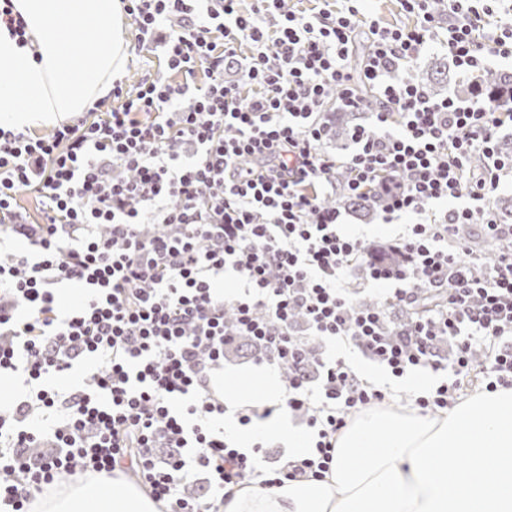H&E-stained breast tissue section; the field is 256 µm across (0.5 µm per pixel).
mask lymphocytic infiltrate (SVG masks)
<instances>
[{"mask_svg": "<svg viewBox=\"0 0 512 512\" xmlns=\"http://www.w3.org/2000/svg\"><path fill=\"white\" fill-rule=\"evenodd\" d=\"M238 2L127 0L135 49L164 42L181 82L115 83L120 106L98 101L45 134L0 128V223L28 246L0 253V376L26 387L0 409V512H28L78 474H132L169 512H222L225 490L247 480L324 477L350 416L387 399L331 343L397 377L448 372L415 397L423 415L475 381L512 388V224L493 203L512 169L497 150L512 97L435 100L408 75L435 44L470 72L512 58L506 0H401L415 18L403 28L365 17L358 0L309 14L288 0L247 13ZM335 109L370 112L342 159L325 149ZM373 189L385 222L414 218L387 249L346 231L331 203ZM24 193L39 220L19 206ZM473 227L510 247L473 249ZM356 268L381 289L375 303L342 288ZM228 277L237 294H225ZM65 285L84 286L85 302L63 308ZM425 293L434 308H422ZM241 336L284 375L276 407L224 402L216 372ZM91 359L83 387H55ZM276 410L304 414L311 440L269 467L261 445L238 448L224 415L245 426ZM199 469L208 491L194 496Z\"/></svg>", "mask_w": 512, "mask_h": 512, "instance_id": "obj_1", "label": "lymphocytic infiltrate"}]
</instances>
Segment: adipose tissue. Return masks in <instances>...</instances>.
Masks as SVG:
<instances>
[{
    "label": "adipose tissue",
    "mask_w": 512,
    "mask_h": 512,
    "mask_svg": "<svg viewBox=\"0 0 512 512\" xmlns=\"http://www.w3.org/2000/svg\"><path fill=\"white\" fill-rule=\"evenodd\" d=\"M27 42L0 28V123L51 126L107 97L129 58L122 0H13ZM89 28L103 38L73 48ZM241 445L284 439L294 454L305 433L274 416L240 430ZM463 465L449 468V452ZM121 472L88 475L49 488L31 512H164ZM224 512H512V389L473 394L446 413L405 406L356 414L336 436L329 473L266 490L247 481L224 493Z\"/></svg>",
    "instance_id": "adipose-tissue-1"
}]
</instances>
